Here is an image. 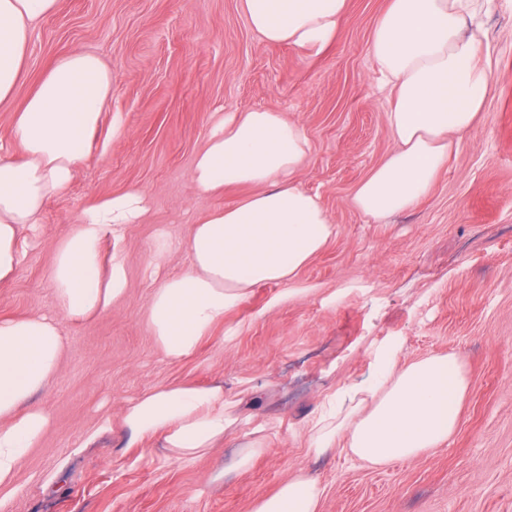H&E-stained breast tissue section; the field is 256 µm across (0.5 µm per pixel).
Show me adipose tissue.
Listing matches in <instances>:
<instances>
[{"label": "adipose tissue", "instance_id": "ef3b65f1", "mask_svg": "<svg viewBox=\"0 0 512 512\" xmlns=\"http://www.w3.org/2000/svg\"><path fill=\"white\" fill-rule=\"evenodd\" d=\"M350 0H240L250 27L271 46L319 56L332 48ZM481 0H388L371 34L377 78L394 150L355 188L354 206L376 220L407 210L430 191L454 137L468 131L490 90L491 48L468 29ZM59 0H0V104L10 101L36 23ZM112 92V73L80 49L59 58L13 118L15 149H0V282L22 262L25 230L71 185L92 146ZM311 150L303 126L267 109L219 117L197 154L191 179L200 194L234 187L250 193L198 217L183 243L188 264L154 289L147 319L164 356H191L202 339L258 285H291L333 238L319 194L296 175ZM149 200L138 187L90 202L56 247L53 311L0 319V505L17 468L51 423L33 397L57 375L66 347L61 320L89 321L124 295L121 262L101 272V245L140 223ZM366 382L335 390L314 414L307 450L337 449L372 468L442 447L455 432L467 392L458 359L401 357L380 348ZM134 438L161 436L168 459L192 463L222 441L224 388L169 385L127 403ZM320 479L299 470L252 512H318Z\"/></svg>", "mask_w": 512, "mask_h": 512}]
</instances>
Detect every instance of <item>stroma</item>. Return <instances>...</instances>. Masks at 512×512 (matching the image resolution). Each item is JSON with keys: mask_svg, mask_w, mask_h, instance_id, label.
Wrapping results in <instances>:
<instances>
[{"mask_svg": "<svg viewBox=\"0 0 512 512\" xmlns=\"http://www.w3.org/2000/svg\"><path fill=\"white\" fill-rule=\"evenodd\" d=\"M385 6L350 0L335 46L318 58L266 44L239 0H60L37 25L14 97L0 104V147L13 146V112L73 49L102 59L112 93L91 154L26 232L15 279L0 284V318L51 312L55 246L90 201L137 186L151 210L104 240V261L124 263L126 294L91 321L63 322L58 374L33 399L52 424L0 512H251L302 468L321 479L319 512H512V0H494L483 18L494 66L477 121L423 200L376 221L352 195L395 147L369 51ZM256 108L304 126L311 153L299 180L321 195L335 236L299 273L302 295L283 301L279 286L254 287L193 355L169 360L146 320L157 234L183 241L198 214L247 195L200 196L190 172L215 113ZM393 340L403 359L463 364L468 391L447 444L378 469L337 451L308 455L305 429L325 395L367 379L375 348ZM214 382L233 423L210 456L174 462L159 438L132 440L126 403ZM258 427L266 451L237 470Z\"/></svg>", "mask_w": 512, "mask_h": 512, "instance_id": "obj_1", "label": "stroma"}]
</instances>
